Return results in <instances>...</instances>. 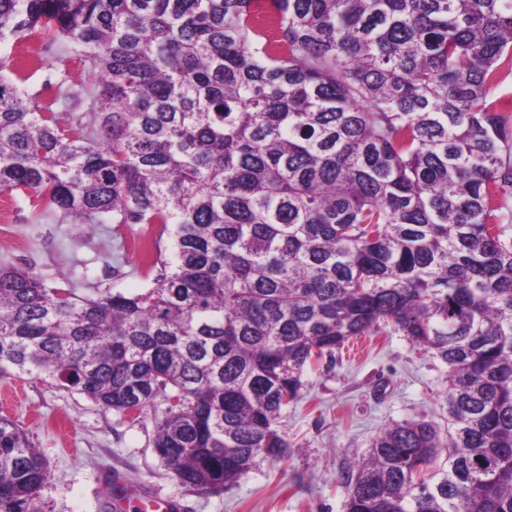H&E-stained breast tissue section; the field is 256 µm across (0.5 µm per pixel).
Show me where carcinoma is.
<instances>
[{"label": "carcinoma", "mask_w": 512, "mask_h": 512, "mask_svg": "<svg viewBox=\"0 0 512 512\" xmlns=\"http://www.w3.org/2000/svg\"><path fill=\"white\" fill-rule=\"evenodd\" d=\"M29 38L60 55L0 62V194L171 231L137 292L0 266L1 380L163 407L156 455L217 493L287 456L307 367L390 326L448 366V425L383 429L346 512H512V0H0ZM47 477L1 416L0 512Z\"/></svg>", "instance_id": "cac0c4a2"}]
</instances>
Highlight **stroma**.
<instances>
[{"instance_id":"1","label":"stroma","mask_w":512,"mask_h":512,"mask_svg":"<svg viewBox=\"0 0 512 512\" xmlns=\"http://www.w3.org/2000/svg\"><path fill=\"white\" fill-rule=\"evenodd\" d=\"M0 207L9 216L0 223V260L57 277L84 261L103 286L149 285L135 248L144 225L38 224L15 194H0ZM303 382L301 400L280 419L287 457L259 459L220 494L185 489L158 459L151 438L161 409L133 421L24 375L0 381V416L19 422L45 455L48 512H110L106 482L115 475L175 496L183 512H344L341 473L382 429L406 421L442 427L448 417L447 366L388 327L349 341Z\"/></svg>"}]
</instances>
